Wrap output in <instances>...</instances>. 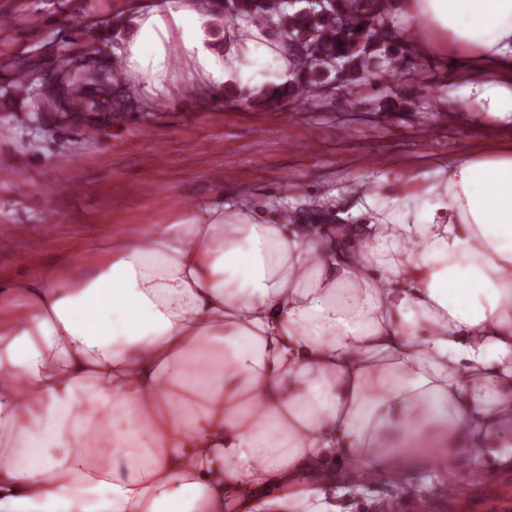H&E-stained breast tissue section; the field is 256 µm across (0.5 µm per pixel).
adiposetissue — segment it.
<instances>
[{
    "mask_svg": "<svg viewBox=\"0 0 512 512\" xmlns=\"http://www.w3.org/2000/svg\"><path fill=\"white\" fill-rule=\"evenodd\" d=\"M413 44L482 69L512 123V0H398ZM166 0L119 53L147 91L292 74L287 47ZM326 234L193 209L86 273L0 290V512H336L333 465L405 478L512 447V149L442 159Z\"/></svg>",
    "mask_w": 512,
    "mask_h": 512,
    "instance_id": "adipose-tissue-1",
    "label": "adipose tissue"
}]
</instances>
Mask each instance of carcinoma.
<instances>
[{"label": "carcinoma", "mask_w": 512, "mask_h": 512, "mask_svg": "<svg viewBox=\"0 0 512 512\" xmlns=\"http://www.w3.org/2000/svg\"><path fill=\"white\" fill-rule=\"evenodd\" d=\"M389 0H330L322 8L309 0H231L224 21L249 18L268 26L294 51L298 79L286 86L270 85L241 98L248 107L297 103L336 89L358 85L374 74L378 59L395 56L399 47L385 33ZM54 73L34 83L40 69L32 59L18 62L13 87L26 79L25 96L64 116L73 113L119 112L126 94L116 87L117 61L108 67L94 54L64 56Z\"/></svg>", "instance_id": "1"}]
</instances>
